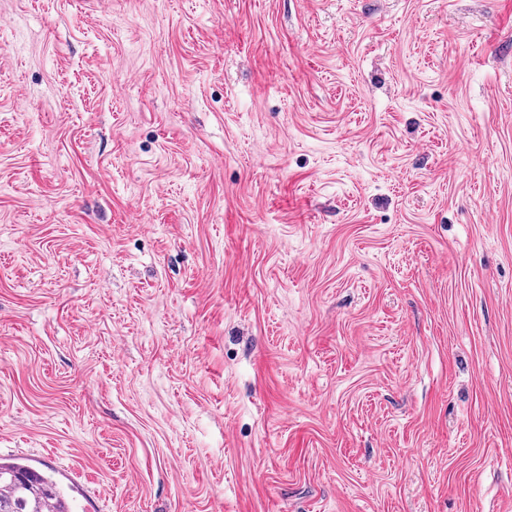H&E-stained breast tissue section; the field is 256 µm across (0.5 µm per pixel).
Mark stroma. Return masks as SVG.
<instances>
[{
    "label": "stroma",
    "mask_w": 512,
    "mask_h": 512,
    "mask_svg": "<svg viewBox=\"0 0 512 512\" xmlns=\"http://www.w3.org/2000/svg\"><path fill=\"white\" fill-rule=\"evenodd\" d=\"M1 458L512 512V0H0Z\"/></svg>",
    "instance_id": "obj_1"
}]
</instances>
